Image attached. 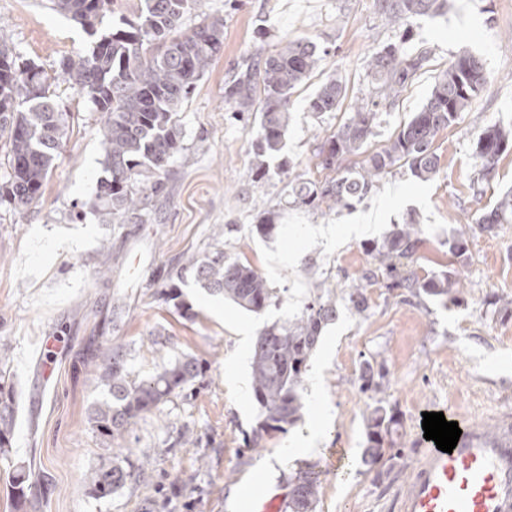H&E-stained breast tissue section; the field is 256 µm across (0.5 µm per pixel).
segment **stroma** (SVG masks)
I'll use <instances>...</instances> for the list:
<instances>
[{"mask_svg": "<svg viewBox=\"0 0 512 512\" xmlns=\"http://www.w3.org/2000/svg\"><path fill=\"white\" fill-rule=\"evenodd\" d=\"M448 13L409 22V48L423 47L431 61L383 113L369 144L386 143L429 96L438 73L465 48L485 62L487 82L468 111L435 144L440 171L431 204L446 224L423 233L413 269L426 276L448 264V232L467 231L469 251L459 269L466 300L403 302L385 289L369 291V308H341L309 361L305 408L287 431L247 449L253 425L232 402L223 364L239 334L196 307L183 318L159 296L168 275L189 255L223 251L229 259L264 269L262 247L274 237L253 229L265 210L295 213L285 196L289 174L322 180L315 153L343 115L307 112L306 103L330 76L347 83L349 101L368 94L370 54L399 37L377 13L374 0H197L183 23L224 20V47L181 107V150L169 162L164 189L144 188L135 215L102 223L96 200L104 178L102 118L65 83L56 100L69 112L70 132L36 205H0V368L15 394L16 427L10 459H0V512H15L9 483L17 464L44 470L47 487L33 488L24 512H246L240 498L249 485L289 492L298 468L314 465L321 485L316 512H393L396 491L416 449L426 447L421 413L443 406L459 415L488 418L512 412V315H499L493 295H512V224L488 236L469 228L476 210L512 186V150L496 176L476 193L480 163L473 143L489 124L512 125V0H452ZM306 37L326 54L292 97L284 147L264 180L249 172L257 123L232 118L224 84L256 48L275 50ZM79 24L59 13L54 0H0V44L46 72L92 44ZM357 237L331 256L315 247L296 273L306 283H343L367 266ZM166 339L156 352L155 337ZM123 346L126 366L140 380L165 358L190 355L201 373L190 398L174 397L142 414L122 434L103 441L88 419L105 389L93 373L95 355L112 342ZM49 343L48 371L35 368ZM385 363L388 400L400 423L393 449L377 469L362 463L373 399L361 394L355 373L363 357ZM322 429L311 453L287 451L288 442ZM129 456L145 465L143 478L109 498L88 494L82 477L100 458Z\"/></svg>", "mask_w": 512, "mask_h": 512, "instance_id": "stroma-1", "label": "stroma"}]
</instances>
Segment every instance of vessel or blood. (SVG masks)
Instances as JSON below:
<instances>
[{"mask_svg": "<svg viewBox=\"0 0 512 512\" xmlns=\"http://www.w3.org/2000/svg\"><path fill=\"white\" fill-rule=\"evenodd\" d=\"M458 426L452 452L433 446L414 458L395 512H512V414ZM244 497L249 512H282L280 495L250 487Z\"/></svg>", "mask_w": 512, "mask_h": 512, "instance_id": "1", "label": "vessel or blood"}]
</instances>
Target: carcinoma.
I'll return each instance as SVG.
<instances>
[{
	"label": "carcinoma",
	"instance_id": "carcinoma-1",
	"mask_svg": "<svg viewBox=\"0 0 512 512\" xmlns=\"http://www.w3.org/2000/svg\"><path fill=\"white\" fill-rule=\"evenodd\" d=\"M55 0L57 11L77 24L97 33V25L110 0ZM196 0H144L137 21L126 29L113 30L93 42L89 52L76 59L64 58L57 77L86 97L102 114L104 170L108 176L98 182L100 214L111 223L136 210L140 184L152 182L160 187L158 176L180 149L177 120L182 103L196 81L205 73L224 45V19L212 17L193 27H182L181 20ZM378 13L389 23L406 26L410 19L438 15L448 9V0H375ZM407 33L400 40L373 52L368 63V98L355 102L344 119L326 138L318 153V165L334 172L323 181L288 177V198L301 207L317 210L325 207L350 209L372 189L377 178L395 168H407L421 181L432 179L439 171L437 137L455 124L486 81L483 59L462 50L440 71L430 95L411 118L380 149L367 152L375 135L379 116L391 108L417 73L430 60L425 48L405 47ZM322 61L318 45L308 38L288 40L278 50L258 49L252 62L224 83V106L240 115L259 113V130L253 144L251 172L263 179L270 158L283 148L288 128L291 97ZM10 65L13 78L0 79V150L7 159L8 177L0 183V204L15 208L38 202L69 126L67 113L60 111L50 94L51 77L32 61L5 44L0 45V63ZM35 81L38 95L28 99L29 82ZM347 98L346 84L329 78L313 95L307 110L315 114L335 112ZM512 150V125L484 127L474 144L481 162L482 179L495 176L499 157ZM363 156L356 165L343 162L350 156ZM279 214L266 211L254 229L268 237L277 228ZM475 228L496 235L503 224H512V188L502 193L490 208L472 215ZM421 226L411 220L394 224L381 242L365 247L369 268L351 280L340 292L324 284L316 286V295L288 323L264 327L256 336L251 358L252 392L261 420L245 437L246 446L257 448L264 435L286 430L302 415L303 382L308 362L317 348L324 328L339 315V303L363 313L368 307L367 287L380 285L389 291L402 290L418 297L439 299L443 305L461 302V274L454 266L426 278H418L409 269L422 242ZM468 251L465 234L448 237V253L461 262ZM191 274L212 293L222 294L238 307L259 315L272 303L274 289L255 268L231 261L216 251L204 258L189 256L176 277ZM161 298L186 319L191 308L180 300L181 292L169 282ZM200 372L197 359L175 358L146 380L130 378L123 346L112 343L95 373L108 388V396L94 403L89 420L101 438L108 442L125 431L137 418L159 408L171 397L192 386ZM388 371L382 364L366 368L358 377L360 391L370 394L375 406L367 425L364 458L370 467L380 464L386 453L385 439L399 424V412L384 397ZM13 387L0 373V457L9 458L15 431ZM141 472L133 464L126 466L110 457L102 458L84 475L89 494L110 497ZM31 468L13 470L10 492L16 507L29 501ZM288 512H316L320 474L312 468L300 469L289 478Z\"/></svg>",
	"mask_w": 512,
	"mask_h": 512
}]
</instances>
